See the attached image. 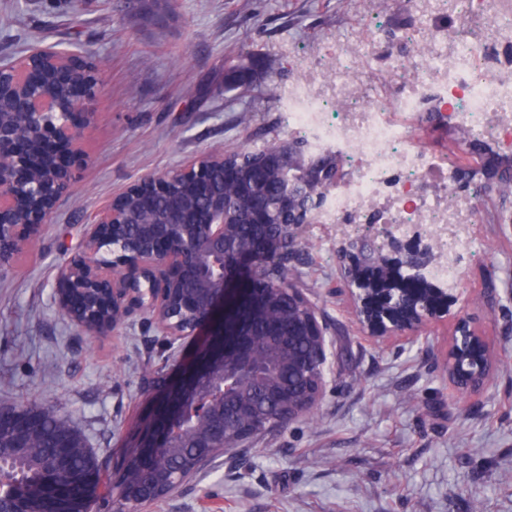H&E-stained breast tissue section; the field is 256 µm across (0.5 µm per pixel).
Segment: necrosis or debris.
<instances>
[{
    "label": "necrosis or debris",
    "instance_id": "1",
    "mask_svg": "<svg viewBox=\"0 0 512 512\" xmlns=\"http://www.w3.org/2000/svg\"><path fill=\"white\" fill-rule=\"evenodd\" d=\"M506 19L512 20V0H471L465 22L480 23L482 35L454 37L451 49L418 59L408 76L400 68L408 55L404 45L373 35L301 63L283 93L288 128L317 151L340 153L350 170L329 189L321 223L390 224L400 237L423 225L439 255L428 276L456 285L475 201L452 200L453 171L436 166L414 126L421 102L431 96L454 124L512 150V70L498 63L500 44L512 42ZM376 57L387 63L382 95L363 67Z\"/></svg>",
    "mask_w": 512,
    "mask_h": 512
}]
</instances>
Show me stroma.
Wrapping results in <instances>:
<instances>
[{
	"mask_svg": "<svg viewBox=\"0 0 512 512\" xmlns=\"http://www.w3.org/2000/svg\"><path fill=\"white\" fill-rule=\"evenodd\" d=\"M0 0V59L38 46L93 70L94 125L73 153L72 179L39 244L0 277V407L48 409L79 431L101 466L91 512H113L131 457L194 336L168 348L140 318L120 335L80 334L53 300L57 264L81 226L146 175L203 150L290 138L269 81L335 43L409 35L407 0ZM261 61L248 96L225 90L240 54ZM251 109L242 125L241 109ZM297 269L330 341L325 399L296 421L210 460L149 512H512V220H476L450 315L428 340L366 337L343 283L336 227L311 224ZM510 358L488 390L449 397L442 365L454 313Z\"/></svg>",
	"mask_w": 512,
	"mask_h": 512,
	"instance_id": "35a3bbf8",
	"label": "stroma"
}]
</instances>
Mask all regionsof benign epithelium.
Instances as JSON below:
<instances>
[{"label": "benign epithelium", "mask_w": 512, "mask_h": 512, "mask_svg": "<svg viewBox=\"0 0 512 512\" xmlns=\"http://www.w3.org/2000/svg\"><path fill=\"white\" fill-rule=\"evenodd\" d=\"M96 83L69 55L36 48L0 61V276L32 247L66 192L70 172L46 155L50 142L75 150L95 119L88 100ZM266 151L253 170L262 174ZM224 152L203 151L179 167L146 176L84 225L74 257L55 269V300L78 330L113 334L134 315L146 319L169 347L216 322L215 339L167 398L161 418L135 453L115 503L122 512H148L202 464L253 435L315 416L325 397L326 327L304 289L282 287L276 269L294 257L303 224H271L260 237L224 211V200L198 199L224 181ZM169 198L157 216L150 197ZM344 274L357 319L371 338H426L440 318L442 288H398L401 278H423L435 259L429 236L416 229L396 239L386 224L357 233L338 226ZM501 359L484 337L457 315L445 370L465 394L483 391ZM193 448L186 468L171 466L165 450L182 440ZM57 457L45 461L44 480L10 502L7 512H42Z\"/></svg>", "instance_id": "1"}]
</instances>
